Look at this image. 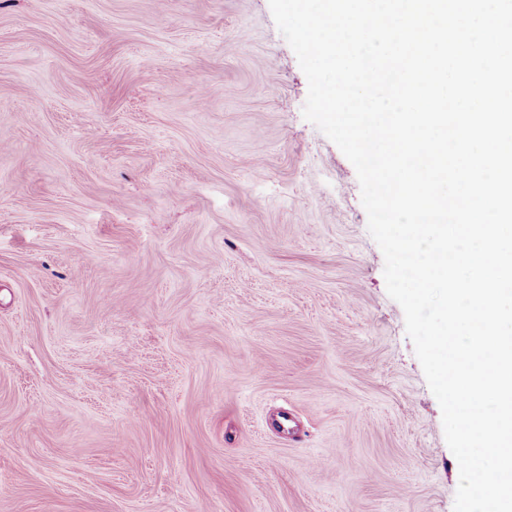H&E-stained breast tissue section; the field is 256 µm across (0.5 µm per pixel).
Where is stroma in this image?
<instances>
[{
	"mask_svg": "<svg viewBox=\"0 0 512 512\" xmlns=\"http://www.w3.org/2000/svg\"><path fill=\"white\" fill-rule=\"evenodd\" d=\"M307 92L269 0H0V512H453Z\"/></svg>",
	"mask_w": 512,
	"mask_h": 512,
	"instance_id": "35a3bbf8",
	"label": "stroma"
}]
</instances>
